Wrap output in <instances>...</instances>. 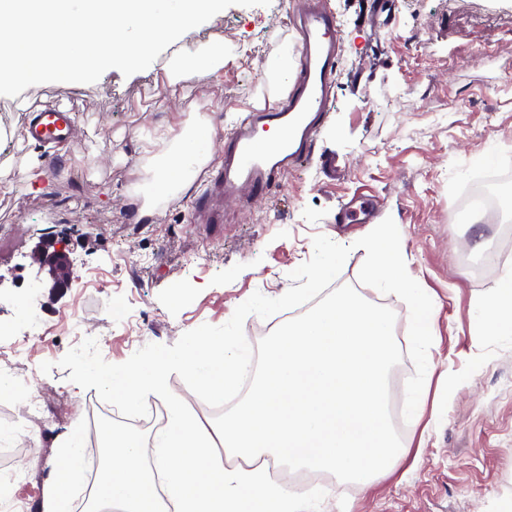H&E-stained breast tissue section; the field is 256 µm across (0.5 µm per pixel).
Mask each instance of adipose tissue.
<instances>
[{
	"instance_id": "ef3b65f1",
	"label": "adipose tissue",
	"mask_w": 512,
	"mask_h": 512,
	"mask_svg": "<svg viewBox=\"0 0 512 512\" xmlns=\"http://www.w3.org/2000/svg\"><path fill=\"white\" fill-rule=\"evenodd\" d=\"M214 157V129L211 125H186L167 149L156 155L157 173L149 186L152 195H171L185 190ZM483 336L512 334V272L505 273L494 289L479 303L473 322ZM63 464L42 491L41 512H70V489L83 470L84 433L73 424L60 441Z\"/></svg>"
}]
</instances>
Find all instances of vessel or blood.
I'll return each mask as SVG.
<instances>
[{
    "label": "vessel or blood",
    "mask_w": 512,
    "mask_h": 512,
    "mask_svg": "<svg viewBox=\"0 0 512 512\" xmlns=\"http://www.w3.org/2000/svg\"><path fill=\"white\" fill-rule=\"evenodd\" d=\"M290 14L298 44L294 74L280 87L277 102L252 106L226 136L223 168L210 175L212 188L200 194V211H210L220 191L243 203L271 194L284 172L315 149L335 97L343 25L330 0H291ZM73 123L74 110L64 102L37 104L27 110L23 134L37 145L54 147L70 141ZM375 209L374 200L355 198L342 207V220L362 224Z\"/></svg>",
    "instance_id": "1"
}]
</instances>
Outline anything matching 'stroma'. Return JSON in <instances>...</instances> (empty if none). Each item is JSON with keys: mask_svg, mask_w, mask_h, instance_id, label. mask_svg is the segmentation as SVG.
<instances>
[{"mask_svg": "<svg viewBox=\"0 0 512 512\" xmlns=\"http://www.w3.org/2000/svg\"><path fill=\"white\" fill-rule=\"evenodd\" d=\"M373 0H331L344 24L335 97L314 154L288 170L281 187L243 204L220 202L223 224L213 229L194 215L197 186L152 203L142 187L153 176L145 139L199 120L215 129V150L245 105L273 97L274 69L295 35L281 0L238 6L186 32L147 69L131 76L108 71L92 84L45 83L19 97L0 96V172L11 183L0 194V224L19 225L0 238V294L16 304L34 301L46 323L79 311L91 337L107 335L102 358L125 362L155 343L173 345L202 324L226 323L254 292L277 298L291 271L313 254L323 235L350 247L337 284L355 286L369 301L396 314L395 340L408 349L409 310L396 295L360 284L365 249L357 239L367 224H340L336 214L355 195H375L377 219L393 218L409 275L441 308L428 351L434 366L422 393L420 420L401 435L408 455L371 484L336 483L321 512H507L512 507V335L480 336L472 327L478 300L497 283L473 271L480 255L471 240L505 245L502 271L512 270V248L502 223L469 224L459 206L479 171L507 177L512 189V0H389L376 15ZM202 42L224 45L215 74L185 77L183 97L166 86L177 52ZM73 103L75 139L57 160L25 142L26 106L34 99ZM457 111H447L448 100ZM41 177L30 181L28 168ZM66 242L83 280L66 293L36 288L48 280L38 249ZM123 300L128 320H105L100 291ZM77 336L29 341L26 363L39 372L38 389L76 402L96 397L69 381L59 367ZM51 362L50 373L39 371ZM73 414L48 415L46 427L25 424L0 399V453L23 431L32 434L41 464L19 492L28 512H40L44 485L62 465L56 443Z\"/></svg>", "mask_w": 512, "mask_h": 512, "instance_id": "1", "label": "stroma"}]
</instances>
